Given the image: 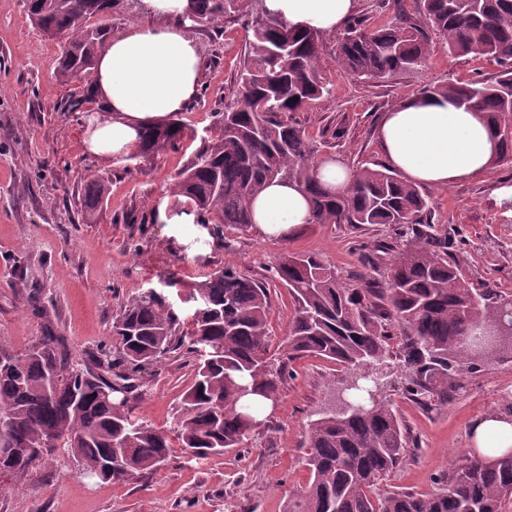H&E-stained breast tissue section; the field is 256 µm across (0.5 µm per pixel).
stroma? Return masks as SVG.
Wrapping results in <instances>:
<instances>
[{
  "label": "stroma",
  "instance_id": "obj_1",
  "mask_svg": "<svg viewBox=\"0 0 512 512\" xmlns=\"http://www.w3.org/2000/svg\"><path fill=\"white\" fill-rule=\"evenodd\" d=\"M205 59L197 97L181 112L187 137L149 159L102 160L87 152L88 117L102 115L90 81L56 78L61 46L31 23L23 0H0V346L24 351L50 317L83 356L112 343V321L148 291L165 296L189 332L188 291L206 275L232 267L266 285L271 346H279L295 303L274 277L284 250L316 251L350 279L364 273L366 258L393 243L385 225L316 224L296 239L261 241L254 229H226L216 240L198 224L154 219L157 199L193 159L215 128L216 112L237 88L247 21L225 15L218 26L192 32ZM323 75L331 89L295 119L320 143L321 156L349 168L373 169L384 159L377 141L381 116L428 86L490 80L498 71L483 58L456 57L434 47L416 70L383 81L353 78L335 63L336 34L322 35ZM110 184L93 218L83 210L87 176ZM512 182V162L499 163L474 181L424 187L436 230H456L455 258L470 287L512 293V219L504 218L497 190ZM382 394L405 428L409 452L383 481V491L427 493L436 474L470 453L473 425L492 414L512 415V354L460 376L463 388L423 409L401 386L403 366L385 360ZM194 366L185 350L166 354L145 371L129 396L133 416L171 433L183 411ZM343 366L315 356L296 359L274 410L242 448L195 460L179 439L166 463L149 479L112 483L88 478L66 449L19 479L0 473V512H286L289 499L308 484L303 440L348 382Z\"/></svg>",
  "mask_w": 512,
  "mask_h": 512
}]
</instances>
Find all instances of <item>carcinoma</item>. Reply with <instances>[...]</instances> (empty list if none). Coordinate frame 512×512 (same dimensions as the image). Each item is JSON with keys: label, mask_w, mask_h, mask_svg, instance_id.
<instances>
[{"label": "carcinoma", "mask_w": 512, "mask_h": 512, "mask_svg": "<svg viewBox=\"0 0 512 512\" xmlns=\"http://www.w3.org/2000/svg\"><path fill=\"white\" fill-rule=\"evenodd\" d=\"M390 0L393 18L368 27L348 25L338 38L335 62L361 80L382 81L414 70L432 45L422 28ZM120 0H27V11L44 37L63 42L57 77L87 78L111 36L90 19L116 10ZM428 25L458 57L493 60L491 81L433 86L420 95L444 96L482 113L500 146L497 161L512 160V0H422ZM227 12L251 16L235 99L217 113L216 130L194 160L170 184L188 199L196 223L242 230L253 224L251 203L265 184H296L309 198L314 224H387L397 245L367 260L383 280L344 281L315 251H285L275 277L297 304L278 353L270 351L267 288L233 268L196 283L192 330L153 291L133 299L112 323V346L83 358L74 355L54 323L44 321L25 351L0 347L13 365L0 369V448L35 442L51 431L86 474L107 482L137 481L168 459L167 434L133 417L128 401H101L100 388L131 393L137 375L168 352L186 347L195 378L184 398L178 435L199 459L243 445L261 424L240 404L248 395L276 402L288 363L315 355L355 370L397 354L405 366V392L419 403L456 389L448 364L477 368L498 356L491 348L476 358L465 338L481 332L499 311L512 310V296L492 288H468L451 253L455 237L433 232L429 207L419 187L393 169L363 167L342 191L326 190L318 179V147L291 114L330 94L324 82L321 34L288 27L270 16L263 0H190L188 29L214 23ZM297 101L292 102L290 98ZM187 136L184 122L165 118L142 128L132 158L174 148ZM109 195L108 182L90 177L84 212L91 217ZM397 347H392L393 341ZM66 380L50 396L47 375ZM342 417L311 421L305 441L310 479L288 504V512H508L512 504V450L493 459L467 458L436 479L428 494L378 493L385 477L405 460L406 437L393 410L366 386Z\"/></svg>", "instance_id": "carcinoma-1"}]
</instances>
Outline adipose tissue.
<instances>
[{
  "instance_id": "ef3b65f1",
  "label": "adipose tissue",
  "mask_w": 512,
  "mask_h": 512,
  "mask_svg": "<svg viewBox=\"0 0 512 512\" xmlns=\"http://www.w3.org/2000/svg\"><path fill=\"white\" fill-rule=\"evenodd\" d=\"M150 24H135L112 37L99 53L92 89L107 118L90 120L85 146L102 159L128 155L141 128L182 112L199 88L202 56L178 21L187 0H144ZM266 10L300 30L324 33L344 26L357 0H264ZM379 140L388 163L408 181L449 187L480 178L497 158V145L479 113L435 96L403 99L385 113ZM311 217L295 185L273 181L253 202L254 229L267 242L296 236ZM473 449L493 457L512 447V418L492 415L471 431Z\"/></svg>"
}]
</instances>
